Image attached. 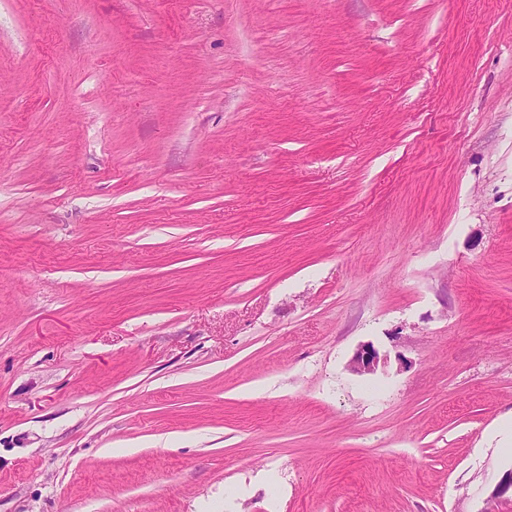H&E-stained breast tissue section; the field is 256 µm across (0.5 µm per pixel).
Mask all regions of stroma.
<instances>
[{"mask_svg":"<svg viewBox=\"0 0 512 512\" xmlns=\"http://www.w3.org/2000/svg\"><path fill=\"white\" fill-rule=\"evenodd\" d=\"M509 415L512 0H0V512H512ZM386 362L387 355L381 356L373 344L365 343L359 346L350 359L349 368L356 374H371Z\"/></svg>","mask_w":512,"mask_h":512,"instance_id":"1","label":"stroma"}]
</instances>
